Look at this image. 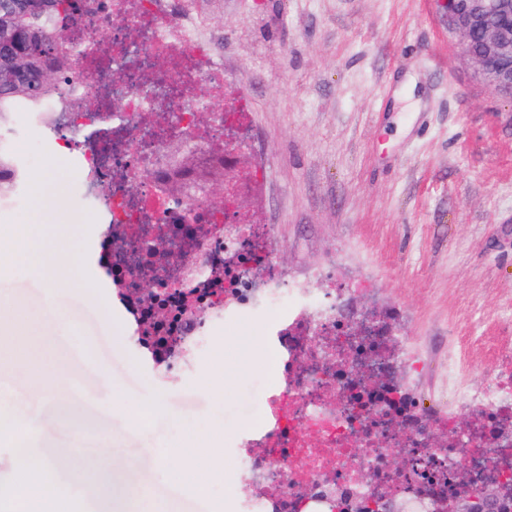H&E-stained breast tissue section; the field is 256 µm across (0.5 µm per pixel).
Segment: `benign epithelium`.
Masks as SVG:
<instances>
[{"label":"benign epithelium","mask_w":512,"mask_h":512,"mask_svg":"<svg viewBox=\"0 0 512 512\" xmlns=\"http://www.w3.org/2000/svg\"><path fill=\"white\" fill-rule=\"evenodd\" d=\"M448 8V29L459 35L466 57L475 65L478 76L495 91L512 97V0H443ZM478 46H473L474 38ZM221 146L198 152L188 146V137L171 133L164 140L167 167L152 179L153 191L162 197L183 199L196 196L210 199L214 183H224V191L235 200L226 214L228 223L241 221L253 200L247 181L245 153L230 155L224 163V146L235 144L233 134L217 138ZM504 490L486 484L472 493L442 497L434 512H500Z\"/></svg>","instance_id":"benign-epithelium-1"}]
</instances>
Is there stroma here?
Listing matches in <instances>:
<instances>
[{
  "label": "stroma",
  "mask_w": 512,
  "mask_h": 512,
  "mask_svg": "<svg viewBox=\"0 0 512 512\" xmlns=\"http://www.w3.org/2000/svg\"><path fill=\"white\" fill-rule=\"evenodd\" d=\"M224 34V71L250 106V165L264 183L253 221L269 225L290 275L333 261L340 284H364L377 308L400 306L421 338L425 382L456 343L461 313L512 337V100L478 79L439 0H203ZM54 132L37 136L23 172L53 163L79 227L67 251L83 261L103 220L76 194L77 155L55 163ZM110 274L45 292L21 268H0V414L36 417L41 458L85 472L63 512H196L184 470L212 445L224 485L210 512H235L245 488L234 455L274 378L253 322L219 333L197 375L159 385L134 347V326ZM162 401L139 426L130 404ZM142 473L131 499L108 458Z\"/></svg>",
  "instance_id": "1"
}]
</instances>
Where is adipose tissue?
<instances>
[{"label": "adipose tissue", "instance_id": "obj_1", "mask_svg": "<svg viewBox=\"0 0 512 512\" xmlns=\"http://www.w3.org/2000/svg\"><path fill=\"white\" fill-rule=\"evenodd\" d=\"M32 213L0 231V266H19L43 276L48 287L81 285L79 274L61 275L66 245L75 229L64 202V184L51 169L36 170L30 177ZM18 483L31 487L45 512H54L59 502L56 464L49 459L17 458Z\"/></svg>", "mask_w": 512, "mask_h": 512}]
</instances>
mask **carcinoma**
Returning a JSON list of instances; mask_svg holds the SVG:
<instances>
[{
    "label": "carcinoma",
    "mask_w": 512,
    "mask_h": 512,
    "mask_svg": "<svg viewBox=\"0 0 512 512\" xmlns=\"http://www.w3.org/2000/svg\"><path fill=\"white\" fill-rule=\"evenodd\" d=\"M79 0H0V121L20 104L45 111L61 95Z\"/></svg>",
    "instance_id": "carcinoma-1"
}]
</instances>
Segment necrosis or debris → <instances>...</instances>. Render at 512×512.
Listing matches in <instances>:
<instances>
[{
  "label": "necrosis or debris",
  "instance_id": "4bbe7bcc",
  "mask_svg": "<svg viewBox=\"0 0 512 512\" xmlns=\"http://www.w3.org/2000/svg\"><path fill=\"white\" fill-rule=\"evenodd\" d=\"M99 18L95 30L72 36L68 81L52 104L47 128L68 136L79 153L78 194L101 210L100 258L113 292L135 327L155 378L196 374L198 359L228 324L261 322L276 357L261 418L240 433L238 475L248 492L238 512H368L396 494L401 473L420 454L447 462L416 477L408 512H432L442 496L471 491L486 474L512 486V347L494 345L500 362L473 383L470 355L485 336H466L442 361L435 385L447 407L426 411L417 378L419 344L397 329L394 315L356 309L325 286L327 270L284 283L270 227L228 224L223 210L195 198L154 195L150 169L138 154L140 118L154 133L176 128L208 145L199 115L212 127L244 126L250 109L224 73V59L174 0H81ZM142 30L131 51L108 30L114 20ZM164 59L162 80L135 77L132 55ZM477 409L479 425H458Z\"/></svg>",
  "mask_w": 512,
  "mask_h": 512
}]
</instances>
